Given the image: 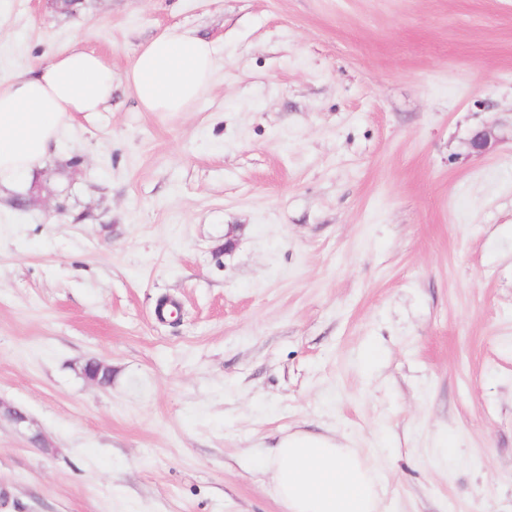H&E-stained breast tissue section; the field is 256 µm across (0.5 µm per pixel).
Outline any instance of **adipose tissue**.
Segmentation results:
<instances>
[{"label": "adipose tissue", "instance_id": "adipose-tissue-1", "mask_svg": "<svg viewBox=\"0 0 512 512\" xmlns=\"http://www.w3.org/2000/svg\"><path fill=\"white\" fill-rule=\"evenodd\" d=\"M213 45L172 27L145 46L124 77L147 112H187L209 88ZM111 65L73 48L29 77L0 82V185L40 168L74 114L103 112L112 98ZM267 467L288 512H379L380 475L357 449L306 433L274 448Z\"/></svg>", "mask_w": 512, "mask_h": 512}]
</instances>
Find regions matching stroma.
Returning a JSON list of instances; mask_svg holds the SVG:
<instances>
[{
	"mask_svg": "<svg viewBox=\"0 0 512 512\" xmlns=\"http://www.w3.org/2000/svg\"><path fill=\"white\" fill-rule=\"evenodd\" d=\"M175 25L212 83L143 111ZM76 42L107 111L0 191V400L54 448L0 420V512H285L297 431L379 512H512V0H0V82ZM213 45L179 27L168 28L133 59L124 77L146 112H188L211 85ZM498 142L494 127L489 125L475 130L470 136L468 144L473 152L484 154L493 149Z\"/></svg>",
	"mask_w": 512,
	"mask_h": 512,
	"instance_id": "35a3bbf8",
	"label": "stroma"
}]
</instances>
